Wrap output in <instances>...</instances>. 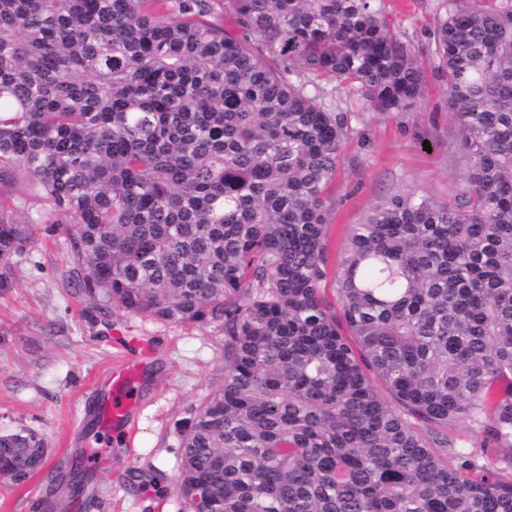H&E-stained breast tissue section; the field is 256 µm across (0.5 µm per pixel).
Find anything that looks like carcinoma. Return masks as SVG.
<instances>
[{
    "instance_id": "carcinoma-1",
    "label": "carcinoma",
    "mask_w": 512,
    "mask_h": 512,
    "mask_svg": "<svg viewBox=\"0 0 512 512\" xmlns=\"http://www.w3.org/2000/svg\"><path fill=\"white\" fill-rule=\"evenodd\" d=\"M228 2L231 31L211 0H0V170L66 225L74 295L224 328L190 512H512V0H448L428 43L463 188L381 198L332 274L348 126L308 86L415 112L424 68L382 0ZM30 240L0 207V259ZM32 439L0 431L16 483Z\"/></svg>"
}]
</instances>
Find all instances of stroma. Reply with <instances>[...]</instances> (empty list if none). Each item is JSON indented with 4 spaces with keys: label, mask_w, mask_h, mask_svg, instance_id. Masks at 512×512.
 Wrapping results in <instances>:
<instances>
[{
    "label": "stroma",
    "mask_w": 512,
    "mask_h": 512,
    "mask_svg": "<svg viewBox=\"0 0 512 512\" xmlns=\"http://www.w3.org/2000/svg\"><path fill=\"white\" fill-rule=\"evenodd\" d=\"M397 37L421 52L448 0H384ZM419 111L381 114L345 86L323 81L322 101L346 113L348 136L328 201V265L337 268L354 224L380 197L414 190L444 199L463 185L464 168L448 114V90L427 74ZM435 138L421 149L420 129ZM0 202L29 225L32 243L0 262V427L39 430L49 461L25 482L0 481V512H185L175 483L179 427L224 382V330L174 326L151 317L90 314L67 282L72 265L64 228L22 183L0 178ZM140 364L131 431L103 443L93 420L110 395L112 368ZM95 457L87 494L71 502L59 489L77 451Z\"/></svg>",
    "instance_id": "1"
}]
</instances>
